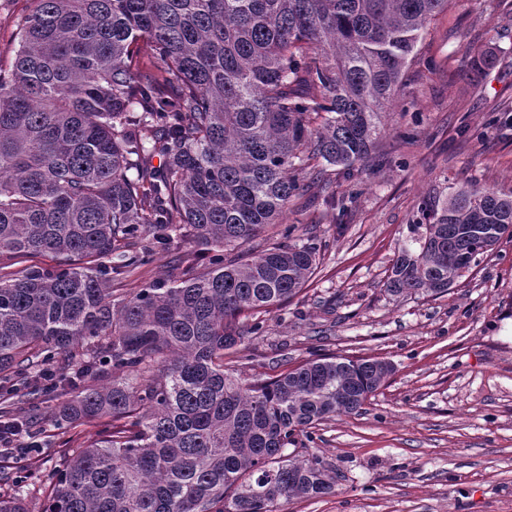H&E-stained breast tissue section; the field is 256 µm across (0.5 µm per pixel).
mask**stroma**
<instances>
[{
	"instance_id": "obj_1",
	"label": "stroma",
	"mask_w": 512,
	"mask_h": 512,
	"mask_svg": "<svg viewBox=\"0 0 512 512\" xmlns=\"http://www.w3.org/2000/svg\"><path fill=\"white\" fill-rule=\"evenodd\" d=\"M481 53L494 63L477 77ZM511 113L512 0H451L426 23L378 138L384 165L311 185L285 216L330 247L306 291L249 343L246 375L328 353L380 357L395 372L360 414L305 444L331 464L335 494L278 512H512V239L448 295L384 290L423 199L512 188ZM405 128L415 142L399 137ZM352 189L340 234L323 200Z\"/></svg>"
}]
</instances>
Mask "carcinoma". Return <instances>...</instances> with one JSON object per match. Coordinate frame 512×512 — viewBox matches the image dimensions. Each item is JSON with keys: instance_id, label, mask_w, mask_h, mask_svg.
I'll return each mask as SVG.
<instances>
[{"instance_id": "obj_1", "label": "carcinoma", "mask_w": 512, "mask_h": 512, "mask_svg": "<svg viewBox=\"0 0 512 512\" xmlns=\"http://www.w3.org/2000/svg\"><path fill=\"white\" fill-rule=\"evenodd\" d=\"M450 0H31L0 66V422L99 429L60 467L0 470V512H275L331 494L288 446L358 414L379 357L273 377L224 358L300 295L322 244L239 247L328 170L366 163L426 21ZM158 73L142 70L139 43ZM159 159L153 165V158ZM385 291L448 294L512 238V189L424 199ZM206 253L200 268L194 248ZM164 278L125 288L153 257ZM31 254L50 267L14 270Z\"/></svg>"}]
</instances>
